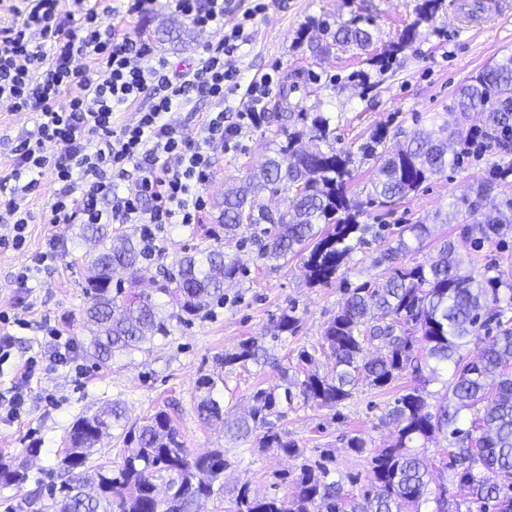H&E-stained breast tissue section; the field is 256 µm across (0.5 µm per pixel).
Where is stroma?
I'll use <instances>...</instances> for the list:
<instances>
[{"mask_svg": "<svg viewBox=\"0 0 512 512\" xmlns=\"http://www.w3.org/2000/svg\"><path fill=\"white\" fill-rule=\"evenodd\" d=\"M419 2L265 0L266 10L249 27L246 42L227 59L238 72L239 90L221 102L196 98L194 111L173 115L175 121L195 124L206 113L220 110L227 123L237 125L238 133L229 146L214 150L211 179L203 189L207 207L199 223L168 224L159 233L157 244L165 264L212 244L225 188L243 183L271 155L274 125L257 128L239 117L251 106L246 87L263 76L272 77L271 88L275 91L283 80L297 82L291 102L331 113L337 147L354 152L349 195L359 201L365 200L379 162L358 154L357 149L374 133L385 132L386 148L392 151L418 132L454 129V105L464 89L483 69L512 55V19L491 20L478 26L460 19L450 9V0H441L432 20L421 24L417 21ZM359 14L373 21V43L368 50L353 46L320 53L303 35L305 29L326 16L348 20ZM114 23L144 34L157 54L177 65L196 56L203 39L186 21L172 17L163 4L149 16L118 17ZM414 24L419 34L393 66L381 71L370 65L371 55L381 53ZM359 70L368 73L370 90H361L352 80V73ZM309 71L317 75V83H303ZM494 165L511 166L512 150L504 152L495 145H486L480 159L435 176L396 206L365 209L358 217L359 223L367 227L364 240L331 284L313 286L307 282L304 254L291 256L284 263L268 262L258 258L254 246L234 243L227 251L239 260V277L226 285L223 304L214 306L209 316L187 325L177 318V308L168 295L155 292L153 283L143 282L142 290L151 293L159 309L170 317L169 335L155 339L144 350L115 357L108 365L84 353L76 372L37 366L30 381L32 401L13 423L0 424V460L29 463L25 485L0 486V512H54L50 489L74 419L115 402L125 407L130 421L140 424L157 411L168 412L186 448L194 453L223 449L229 461L224 471V495L203 501L202 512H230L234 490L244 483L257 495L291 499L294 487L282 482L280 476L294 470L296 460L260 447L257 436L231 442L225 438L221 424L202 423L196 413L198 378L222 375L224 408L240 415L248 411L256 389L278 384L279 368L297 370L300 349L316 351L317 372L330 373L333 360L319 348L328 321L344 300L345 285L377 281L384 272L377 262L385 247L374 236L378 226L385 224L394 231L406 224L427 225L428 238L413 245L403 258L409 265L426 263L441 241L459 240L462 225L471 221L472 206H479L487 216L512 211V176L496 182L486 200L477 198L478 184ZM55 188L52 174L40 178L26 200L34 216L26 247L0 250V309L13 311L24 322L23 327L11 329L16 343L9 360L0 364V391L14 383L18 361L40 352L45 324L59 327L79 344L87 336L83 327L87 244L78 225L66 229L62 257L31 287L20 288L15 283L17 273L35 266L45 249L52 227L44 218L55 201ZM458 255L475 278L494 276L501 270L512 274V230L478 252L460 245ZM291 305L299 319L295 334L270 336L273 316ZM248 338L262 341L270 356L268 364L222 372L218 356L234 351ZM414 385L433 406L445 395L448 377L443 374L422 380L407 371L384 389L361 383L351 399L333 409L298 399L285 408L279 426L288 439L304 448L307 457H316L322 450L331 453L333 478L341 480L349 498L358 500L369 488L371 449L389 445L396 437L387 411L405 387ZM353 434L368 440L369 452L359 455L347 447L346 439ZM32 443L38 444L41 452L29 461L24 450Z\"/></svg>", "mask_w": 512, "mask_h": 512, "instance_id": "obj_1", "label": "stroma"}]
</instances>
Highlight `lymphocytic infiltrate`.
<instances>
[{
	"instance_id": "1",
	"label": "lymphocytic infiltrate",
	"mask_w": 512,
	"mask_h": 512,
	"mask_svg": "<svg viewBox=\"0 0 512 512\" xmlns=\"http://www.w3.org/2000/svg\"><path fill=\"white\" fill-rule=\"evenodd\" d=\"M227 0H168L169 9L198 32L223 26ZM157 0H8L11 21L0 27V103L29 112L0 177V247L21 249L32 219L25 200L44 173L57 185L38 268L17 277L19 287L50 267L70 224H195L205 208L215 146L230 143L235 126L223 112L197 124L177 123L172 113L194 98L223 100L236 73L224 57L238 48L244 28L218 43L203 44L197 60L177 68L155 56L138 32L112 26L113 15L143 17ZM150 58L149 66L139 61ZM135 107V122L116 125V113ZM133 176L131 189L116 180Z\"/></svg>"
}]
</instances>
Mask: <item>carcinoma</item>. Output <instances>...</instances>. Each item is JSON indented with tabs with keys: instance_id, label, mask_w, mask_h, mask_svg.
Instances as JSON below:
<instances>
[{
	"instance_id": "obj_1",
	"label": "carcinoma",
	"mask_w": 512,
	"mask_h": 512,
	"mask_svg": "<svg viewBox=\"0 0 512 512\" xmlns=\"http://www.w3.org/2000/svg\"><path fill=\"white\" fill-rule=\"evenodd\" d=\"M437 9L438 0H421L418 22L388 44L382 56L371 58L372 65L385 69L393 64L417 37L418 24L429 21ZM320 30L340 47L363 49L373 39L372 30L356 18L344 23L323 20ZM457 108L485 112L478 135H419L387 155L377 152L386 138L383 133L360 145L362 154L382 160L367 205L394 204L446 168L480 157L475 148H483L482 139H494L505 148L512 145V56L482 70L463 91ZM331 121L325 112H310L290 102L288 83H283L271 111L258 112L254 118L258 127L276 124L282 140L261 174L249 177L244 187L224 192L219 220L224 235H214V245L187 254L170 267L163 263L162 253L152 256L145 250L136 229L114 236L105 224L83 225L82 237L94 242L84 286L89 355L106 364L158 336H168V319L152 296L133 291L141 272L153 265L163 274L157 291L172 298L179 320L202 319L213 306L224 303V283L236 278L239 266L236 257L224 252L222 239H236L245 224L254 227L251 241L259 257L286 261L297 247L309 244L308 282L328 284L336 279L355 248L353 242H361L357 233L362 227L359 210L347 194L353 153L333 146ZM292 188L297 194L291 212L256 206L258 196ZM321 224L328 229H318ZM506 231L508 227L498 222H476L465 226L463 239L479 249ZM406 232L418 242L429 235L425 224L402 228L396 245L387 246L377 260L386 266V279L347 289L327 323L323 338L334 359L332 374L309 369L315 355L303 349L298 359L306 365L304 378L281 370L278 388L256 390L250 412L234 417L224 416L215 378L198 379L196 409L203 421L221 423L233 440L259 431L261 447L303 459L292 479L291 500L254 496L244 483L235 490L234 512H402L406 506L419 512L428 502L434 503L433 512H461L474 504L478 512H512V282L500 275L475 279L459 267L453 240L445 242L429 264L408 267L403 264L410 250ZM116 267L127 270L131 290H125L121 280L112 282ZM490 302L497 309L482 314ZM298 322L290 307L280 313L275 328L293 334ZM481 335V355L466 359L463 347ZM266 360V349L255 339L220 357L224 368ZM409 368L418 378L426 369L432 377L450 373L448 392L433 411L417 386L395 399L387 417L396 425V438L372 457L370 488L359 501L349 499L341 482L330 479L328 452H320L314 461L306 458L271 420L280 416L281 405H290L297 397L334 408L351 397L359 383L384 388ZM124 420L125 409L114 403L72 423L59 463V484L52 491L55 512H197L200 500L224 493L223 449L192 453L166 411L142 425L127 426ZM115 426L125 431L123 464L116 470L90 464L92 449ZM438 434L448 439L451 484L442 482L432 492L429 471L412 445ZM28 479V467L0 461L1 485L20 487ZM158 479L167 481L170 495L165 500L155 496Z\"/></svg>"
}]
</instances>
